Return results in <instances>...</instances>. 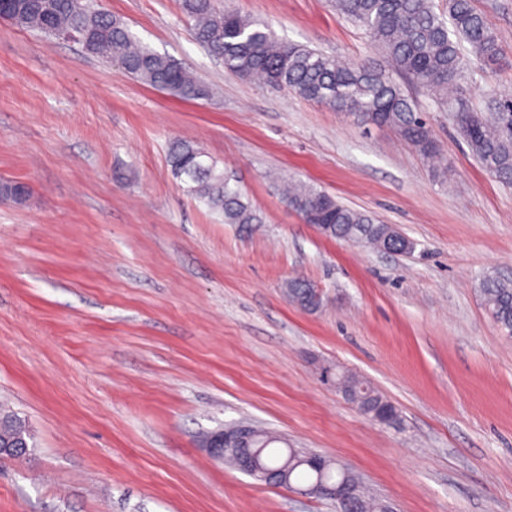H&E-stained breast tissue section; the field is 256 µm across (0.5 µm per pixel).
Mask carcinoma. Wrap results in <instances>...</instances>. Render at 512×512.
<instances>
[{
	"label": "carcinoma",
	"instance_id": "carcinoma-1",
	"mask_svg": "<svg viewBox=\"0 0 512 512\" xmlns=\"http://www.w3.org/2000/svg\"><path fill=\"white\" fill-rule=\"evenodd\" d=\"M336 11L365 31L371 46L389 62L385 69L366 61L356 65L279 38L263 20L235 11H218L212 0H179L181 12L193 22L195 39L224 61L226 72L251 82L287 89L298 97L334 112L352 114L365 125L387 127L411 145L420 156L433 159L439 145L419 113L416 100L399 79L425 89L453 117L470 152L480 165L502 183L512 184V99L490 101L488 111L502 115L491 119L464 105L453 95L465 78L467 64L462 43L488 66L499 63L502 47L496 30L472 0H445L442 11L433 0H334ZM6 19L14 25L45 35L75 32L78 44L103 62L121 60V67L140 83L183 101L210 95L180 62L144 44L122 20L96 9L92 0H4ZM168 162L172 174L187 192L221 215L226 224L261 223L240 187L231 182L205 151L191 141L170 144ZM29 188L19 182L0 183V199L19 203ZM288 205L302 220L325 224L323 235L348 242H362L376 249L391 247L400 253L415 248L411 239L389 224H380L367 212L351 209L333 196L303 183H288ZM288 299L299 307L317 308L313 289L300 277L286 284ZM485 307L507 336L512 337V280L487 276L480 283ZM338 388L349 394L359 410L372 416L392 402L367 381L344 373ZM248 443L258 452L260 465L275 472L274 487L291 488L295 482L339 483L344 472L328 464L322 473L302 461L314 452L292 448L265 429L253 427ZM31 440L21 418L0 411V458L17 459L28 450L13 451ZM352 498L349 512H383L384 504L369 497L355 474H350Z\"/></svg>",
	"mask_w": 512,
	"mask_h": 512
}]
</instances>
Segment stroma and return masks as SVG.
Masks as SVG:
<instances>
[{"instance_id": "1", "label": "stroma", "mask_w": 512, "mask_h": 512, "mask_svg": "<svg viewBox=\"0 0 512 512\" xmlns=\"http://www.w3.org/2000/svg\"><path fill=\"white\" fill-rule=\"evenodd\" d=\"M502 44L462 82L481 110L512 98V0H473ZM285 40L355 64L363 30L331 0H214ZM210 89L181 101L72 42L0 19V406L29 455L0 464V512H336L303 486L226 467L202 433L267 428L341 462L396 512H512V338L481 280L512 278V187L473 158L448 113L414 90L440 147L424 160L285 90L226 73L177 0H100ZM197 143L260 216L226 224L183 190L172 141ZM294 177L374 215L408 254L336 240L276 187ZM301 277L323 305L292 303ZM349 371L398 409L368 419Z\"/></svg>"}]
</instances>
